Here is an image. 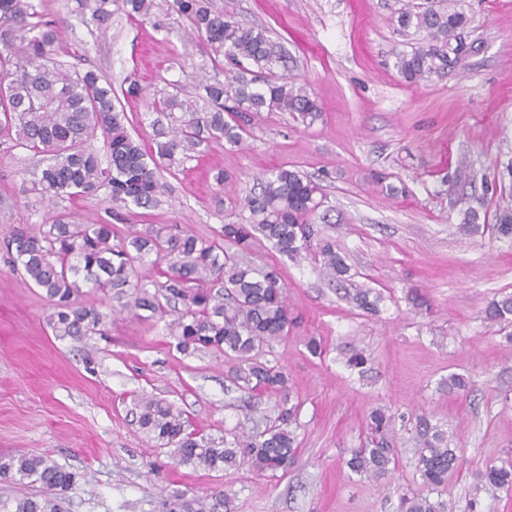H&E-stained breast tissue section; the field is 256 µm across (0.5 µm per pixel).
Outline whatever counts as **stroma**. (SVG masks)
Masks as SVG:
<instances>
[{
	"label": "stroma",
	"mask_w": 512,
	"mask_h": 512,
	"mask_svg": "<svg viewBox=\"0 0 512 512\" xmlns=\"http://www.w3.org/2000/svg\"><path fill=\"white\" fill-rule=\"evenodd\" d=\"M407 2L234 0L242 24L284 45L288 75L316 97L320 118L307 126L266 112L241 145L214 144L161 163L169 187L162 204L116 223L122 231L176 224L210 238L223 224L246 221L245 198L272 172L288 168L320 183L315 238L334 240L357 281L385 300L376 314L355 309L312 261L256 250L257 263H280L296 320L272 353L300 406L299 453L288 472L182 465L139 428L131 408L145 394L183 410L207 438L264 427L275 416L272 400L238 391L222 355L180 353L162 322L126 315L78 343L52 334L49 302L11 267L4 241L14 226L47 223L57 208L99 223L106 194L41 202L22 191L38 157L0 151V454L47 455L74 472L63 512H164L173 492L220 490L231 512H400L402 494L421 488L415 423L422 415L454 432L462 450L440 494L451 512H512V490H488L475 478L487 462L512 459V325L484 319L493 299L512 294V240L493 228L498 203L512 200V0H453L471 19L460 34L464 51L417 83L395 67L397 52L423 44L396 23ZM75 7L39 0L60 30L58 60L95 70L116 88L137 81L142 96L121 106L129 131L154 151L155 100L176 85L197 96L199 80L215 74L211 62L168 7L131 18L113 5L103 32L86 27ZM467 205L478 208L483 233L462 231ZM312 338L321 356L308 352ZM355 347L370 356L362 376L345 365ZM453 373L471 377L469 395L442 388ZM376 407L396 419V469L380 480L345 465Z\"/></svg>",
	"instance_id": "stroma-1"
}]
</instances>
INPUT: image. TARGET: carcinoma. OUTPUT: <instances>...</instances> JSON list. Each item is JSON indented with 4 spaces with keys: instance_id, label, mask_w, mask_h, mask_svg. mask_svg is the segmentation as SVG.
Listing matches in <instances>:
<instances>
[{
    "instance_id": "cac0c4a2",
    "label": "carcinoma",
    "mask_w": 512,
    "mask_h": 512,
    "mask_svg": "<svg viewBox=\"0 0 512 512\" xmlns=\"http://www.w3.org/2000/svg\"><path fill=\"white\" fill-rule=\"evenodd\" d=\"M114 0H77L85 22L100 29L112 16ZM130 16L146 17L153 0H122ZM188 21L214 64L229 61L232 74L214 76L203 85L207 107L169 95L158 101L171 127L147 153L116 108L112 83L95 71L71 70L53 58L58 29L44 18L35 0H0V147L22 148L48 158L32 173L33 192L48 201L76 198L108 190L107 212L117 216L132 208L159 203L166 185L159 178L157 158L188 156L204 143L236 146L249 134L254 116L288 112L311 125L321 107L307 91L275 71L285 61L283 45L266 30L245 27L229 0H172ZM399 27L424 34L426 46L396 54L395 66L409 82H418L448 68L463 46L452 44L468 17L445 3L405 8ZM179 111L176 117L173 112ZM230 115L225 119L224 115ZM100 139L107 156L102 162L91 142ZM321 187L296 170L282 168L261 182L259 194L246 200L249 220L225 224L219 238L200 239L176 225L146 224L126 235L108 220L84 224L73 214L57 212L50 223L16 226L5 242L13 265L40 288L53 312L47 324L60 340L81 342L104 330L109 314L126 311L145 320L165 321L176 349L184 354L211 350L233 361L232 379L252 396L276 397L277 415L260 432L236 433L215 441L191 436L190 422L174 404L143 396L135 405L140 429L173 448L180 464L208 471L233 468L246 459L253 470L286 471L296 459L293 423L297 406L287 392L284 368L264 356L288 335L287 286L281 266L255 263L250 256L263 240L282 256H306L331 281L345 284V297L355 307L378 312L381 293L352 280L350 267L328 238L311 244L306 220L319 209ZM497 232L512 239V204L496 208ZM104 296L110 313L77 303L81 288ZM490 323H512V295L492 301L484 310ZM375 439L354 448L346 466L357 475L384 478L392 472L394 419L382 409L369 413ZM417 468L423 487L435 491L459 464L458 449L448 433L418 419ZM485 485L512 488V463H488L481 472ZM75 474L44 455H0V482L38 484L40 495L0 501V512H59L56 496L74 482ZM229 497L219 493L208 502L176 493L169 512H221ZM401 512H444L446 504L421 492L401 497Z\"/></svg>"
}]
</instances>
